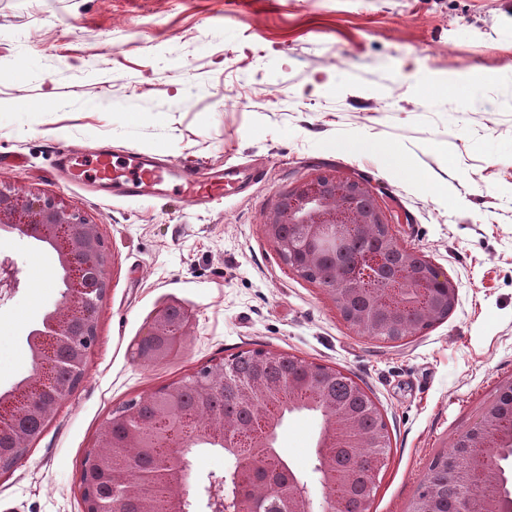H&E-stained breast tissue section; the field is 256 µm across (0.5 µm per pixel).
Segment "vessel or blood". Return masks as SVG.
<instances>
[{
	"label": "vessel or blood",
	"mask_w": 512,
	"mask_h": 512,
	"mask_svg": "<svg viewBox=\"0 0 512 512\" xmlns=\"http://www.w3.org/2000/svg\"><path fill=\"white\" fill-rule=\"evenodd\" d=\"M85 165L93 170L95 183L113 185L128 199L147 198L164 184L195 206L222 203L226 192L235 190L241 174L240 168L229 167L224 173L202 178L184 167L160 164L152 156L134 153L117 161L110 150L101 147L90 154Z\"/></svg>",
	"instance_id": "1"
}]
</instances>
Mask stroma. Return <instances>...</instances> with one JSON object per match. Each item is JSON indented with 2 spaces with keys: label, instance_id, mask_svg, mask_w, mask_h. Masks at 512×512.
<instances>
[{
  "label": "stroma",
  "instance_id": "stroma-1",
  "mask_svg": "<svg viewBox=\"0 0 512 512\" xmlns=\"http://www.w3.org/2000/svg\"><path fill=\"white\" fill-rule=\"evenodd\" d=\"M60 144L262 176L214 208L127 201L59 172ZM320 173L366 184L403 245L457 283L446 320L387 342L288 268L266 216ZM0 180L62 197L108 252L84 378L0 472V512H84L80 464L113 411L255 349L341 370L368 393L387 430L368 512H409L431 463L512 378V0H0ZM0 256L21 281L0 298L3 392L29 376L27 334L63 286L32 238L0 236ZM168 305L191 315L182 347L136 360ZM321 426L297 413L278 439L318 502ZM232 466L195 447L194 512L208 475Z\"/></svg>",
  "mask_w": 512,
  "mask_h": 512
}]
</instances>
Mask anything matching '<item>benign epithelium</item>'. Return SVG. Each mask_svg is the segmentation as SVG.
I'll list each match as a JSON object with an SVG mask.
<instances>
[{
    "label": "benign epithelium",
    "instance_id": "obj_1",
    "mask_svg": "<svg viewBox=\"0 0 512 512\" xmlns=\"http://www.w3.org/2000/svg\"><path fill=\"white\" fill-rule=\"evenodd\" d=\"M266 232L288 267L305 276L328 264L327 248H342L351 240L368 237L360 251L336 261L335 287H324L338 304L343 320L372 336H390L403 322L429 326L448 318L456 306L458 285L420 252L404 246L372 194L363 183L318 174L280 195L270 208ZM37 236L57 255L58 270L66 286L61 304L43 316L29 333L33 352V374L13 390L0 395V433L11 442L9 452H0V471L9 470L24 457L30 442L41 432L58 403L69 393L59 383L66 369L71 385L83 376L86 358L96 338L97 311L104 297L103 272L107 254L98 225L72 210L63 201L38 191L19 193L0 181V232ZM18 270L12 259H0V294L19 288ZM169 309L158 310L138 340L136 357L149 363L166 360L182 346L191 315L182 312L173 324ZM298 379L283 387L262 378L240 379L231 361L205 366L188 381L158 388L154 398L161 409V421L170 418V404L181 399L184 385L207 396L220 384L234 390L237 399L253 408L247 422L225 415L208 422L206 432L224 454L236 461L234 469L211 481L207 489V512H264L268 489L279 490L280 512H340L337 497L351 484L350 472L336 461V434L349 437L353 447L367 443L382 448L386 429L365 434L352 415L336 411V399L324 398L307 405L320 413L324 428L317 443L316 472L326 491L315 505L307 482L291 469L276 449L278 428L285 411L296 404V387L313 379L347 377L340 370L326 368L299 357ZM512 402V378L500 383L485 403L478 420L457 435L469 448H482L485 479L472 481L466 472L459 476L458 512H512V498L502 492L496 459L500 449L512 447V427L501 425L504 403ZM191 432L186 425L165 434L161 447L167 449L168 468L164 491L151 485L141 474H133V448L146 447V431L140 427V405L130 402L112 414L99 435V448L87 453L82 462L80 487L85 512H127L134 502L138 512H187V499L177 489L188 479L187 458ZM104 470L112 483V505L96 494L97 474Z\"/></svg>",
    "mask_w": 512,
    "mask_h": 512
}]
</instances>
